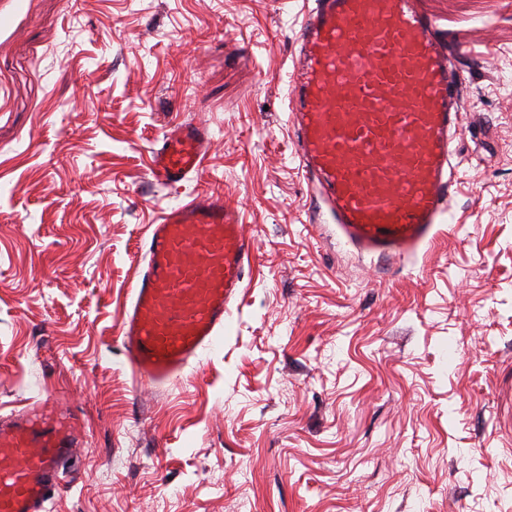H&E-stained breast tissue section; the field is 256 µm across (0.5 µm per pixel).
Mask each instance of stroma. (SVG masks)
I'll return each mask as SVG.
<instances>
[{
	"label": "stroma",
	"instance_id": "stroma-1",
	"mask_svg": "<svg viewBox=\"0 0 512 512\" xmlns=\"http://www.w3.org/2000/svg\"><path fill=\"white\" fill-rule=\"evenodd\" d=\"M456 51L458 182L391 268L312 221L288 122L307 0H0V415L60 397L47 512H512V0H420ZM202 171L155 182L166 125ZM223 194L255 262L161 389L117 328L160 214ZM208 138V131L203 126L175 124L168 127L152 152L150 172L154 180L175 185L199 172Z\"/></svg>",
	"mask_w": 512,
	"mask_h": 512
}]
</instances>
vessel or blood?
<instances>
[{"label":"vessel or blood","mask_w":512,"mask_h":512,"mask_svg":"<svg viewBox=\"0 0 512 512\" xmlns=\"http://www.w3.org/2000/svg\"><path fill=\"white\" fill-rule=\"evenodd\" d=\"M289 76V123L306 180L359 251L399 260L432 242L449 210L460 126L451 54L419 0H315ZM205 127H168L150 172L174 185L199 172ZM141 249L118 326L134 376L159 387L211 348L255 253L215 193L164 211ZM78 441L74 413L46 400L0 420V512H46Z\"/></svg>","instance_id":"1"}]
</instances>
